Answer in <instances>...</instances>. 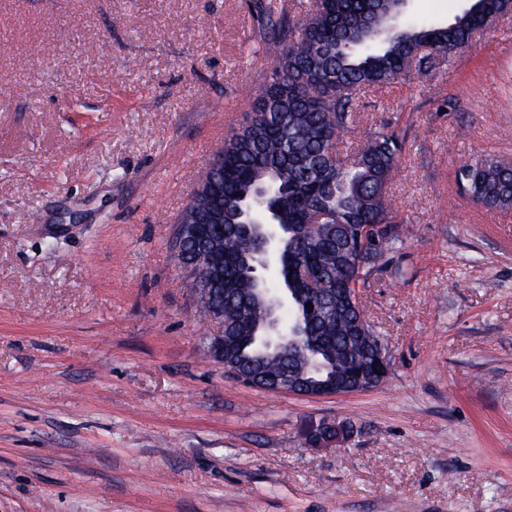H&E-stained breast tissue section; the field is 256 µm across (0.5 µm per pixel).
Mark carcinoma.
Masks as SVG:
<instances>
[{"label":"carcinoma","mask_w":512,"mask_h":512,"mask_svg":"<svg viewBox=\"0 0 512 512\" xmlns=\"http://www.w3.org/2000/svg\"><path fill=\"white\" fill-rule=\"evenodd\" d=\"M254 9L275 79L256 91L248 121L224 140L204 190L190 196L196 223L211 225L214 240L200 239L174 256L183 266L197 247L215 244L222 253L216 298L199 309L207 316L213 306L224 307V332L246 339L247 355L224 353L243 380L275 371L310 377L323 367L351 381L352 365L368 350L363 335L376 331L371 323L362 326L363 309L343 302L342 289L369 287V271L381 270L387 252L403 242L404 223L387 192L403 150L398 134L372 133L340 156L351 94L465 51L477 32L508 16V2L469 0L448 23L414 20L400 0H325L293 20L273 0H255ZM457 175L468 202L487 210L512 207L511 159H472ZM269 224L280 227L287 259L275 285L252 281L239 262ZM365 224H387L391 232L365 238ZM360 254L372 261L357 273L348 258ZM311 266L321 287L336 289V304L309 312L314 296L303 290ZM282 296L297 333L283 356L253 332L265 323L268 301Z\"/></svg>","instance_id":"obj_1"}]
</instances>
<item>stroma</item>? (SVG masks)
Returning <instances> with one entry per match:
<instances>
[{
	"label": "stroma",
	"mask_w": 512,
	"mask_h": 512,
	"mask_svg": "<svg viewBox=\"0 0 512 512\" xmlns=\"http://www.w3.org/2000/svg\"><path fill=\"white\" fill-rule=\"evenodd\" d=\"M254 0H0V512H512V17L356 93L404 140L406 237L363 296L391 370L304 398L207 354L171 241L260 88ZM459 181L467 188L464 198L487 210L512 207V160L476 158L459 166Z\"/></svg>",
	"instance_id": "obj_1"
}]
</instances>
